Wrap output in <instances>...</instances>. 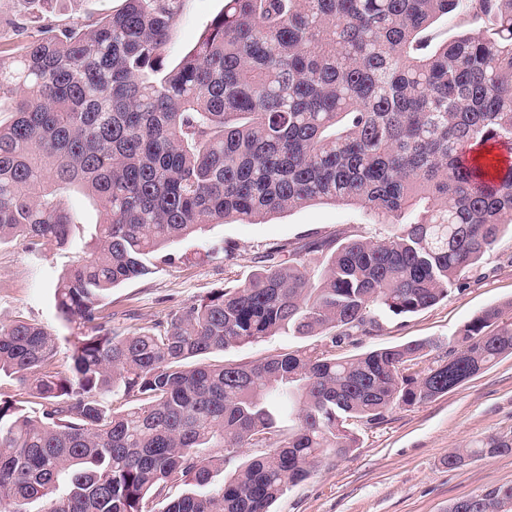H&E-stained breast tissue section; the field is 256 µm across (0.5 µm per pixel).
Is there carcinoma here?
<instances>
[{
    "label": "carcinoma",
    "instance_id": "1",
    "mask_svg": "<svg viewBox=\"0 0 512 512\" xmlns=\"http://www.w3.org/2000/svg\"><path fill=\"white\" fill-rule=\"evenodd\" d=\"M0 42V242L65 247L64 190L98 202L90 257L56 284L74 330L69 370L37 322L0 325V512H270L325 455L357 447L353 425L447 394L512 355L491 306L414 370L431 341L336 354L372 336L377 312L408 316L465 284L512 231V162L468 150L512 144V0H224L179 63H165L180 0H124L94 23ZM448 17L470 28L431 37ZM333 202L390 227L380 240L275 245L243 282L150 328L102 314L112 288L154 273L202 226L260 223ZM325 258L319 281L305 256ZM312 346L249 364L207 356L279 331ZM122 392L125 407L104 405ZM241 448L262 454L224 479ZM512 453V439L455 448L445 464ZM186 489L171 493L176 481ZM512 485L448 512H502Z\"/></svg>",
    "mask_w": 512,
    "mask_h": 512
}]
</instances>
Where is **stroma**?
<instances>
[{
  "label": "stroma",
  "instance_id": "35a3bbf8",
  "mask_svg": "<svg viewBox=\"0 0 512 512\" xmlns=\"http://www.w3.org/2000/svg\"><path fill=\"white\" fill-rule=\"evenodd\" d=\"M122 0H50L52 20L90 23L119 8ZM224 8V0H182L169 31V64H177L202 31ZM69 202L84 231L65 249H32L20 238L0 243V323L35 321L56 334L58 370L69 366L72 330L58 319L54 288L58 277L88 256L95 202L69 191ZM354 227L369 238L387 228L361 211L317 204L280 213L260 224H209L172 246L176 260L155 273L113 288L106 313L118 329L152 326L171 310L228 288L256 269L259 258L276 244L325 237ZM233 243L232 257L220 246ZM512 303V236L503 235L484 263L480 276L433 307L408 317L381 315L376 335L344 347L347 355L372 348L429 340L435 347L420 360V369L444 356L449 340L475 315L491 305ZM307 339L280 333L263 341L221 352L228 363H249L307 346ZM358 448L346 458L320 459L305 481L291 487L272 512H447L451 502L512 484V454L448 468L444 459L454 448H472L490 436L512 438V356L448 394L411 407L396 408L376 424L357 426Z\"/></svg>",
  "mask_w": 512,
  "mask_h": 512
}]
</instances>
